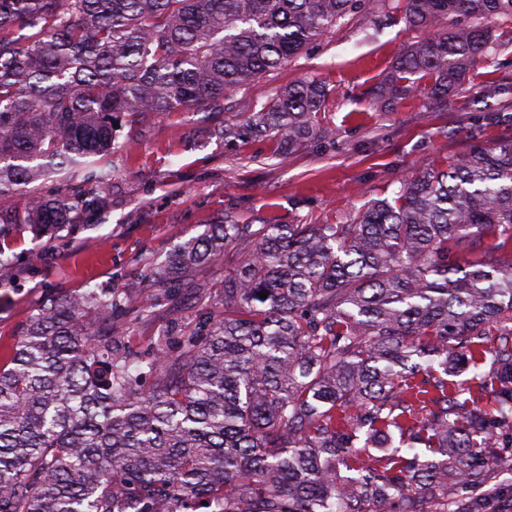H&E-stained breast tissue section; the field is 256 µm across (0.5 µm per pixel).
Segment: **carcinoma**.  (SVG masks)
I'll return each instance as SVG.
<instances>
[{
	"mask_svg": "<svg viewBox=\"0 0 512 512\" xmlns=\"http://www.w3.org/2000/svg\"><path fill=\"white\" fill-rule=\"evenodd\" d=\"M406 22L454 24L409 47L375 104L420 80L448 97L494 47L480 18L512 0H402ZM376 0H0V196L39 179L104 183L93 159L133 124L211 112ZM324 88L301 81L245 129L292 152ZM102 206L27 194L0 209L42 234ZM234 259L217 281L190 276ZM164 287L208 297L135 347L120 293L53 300L0 358V512H448L487 480L512 431V139L405 181L343 224H240L177 244ZM265 293L262 299L258 294ZM480 389L448 380L491 335Z\"/></svg>",
	"mask_w": 512,
	"mask_h": 512,
	"instance_id": "1",
	"label": "carcinoma"
}]
</instances>
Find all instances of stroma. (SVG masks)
<instances>
[{
    "label": "stroma",
    "mask_w": 512,
    "mask_h": 512,
    "mask_svg": "<svg viewBox=\"0 0 512 512\" xmlns=\"http://www.w3.org/2000/svg\"><path fill=\"white\" fill-rule=\"evenodd\" d=\"M400 0L347 15L319 41L255 78L217 112H174L139 126L122 124L120 148L106 157L107 184L38 181L46 197H102L100 209L33 241L17 232L0 262V344L49 300L70 292H121L134 344L194 316L198 299L159 287L153 271L174 245L205 225L236 216L243 224H340L363 204L389 198L402 181L460 158L471 146L512 138V22L485 19L497 45L443 103L427 86L377 106L375 87L398 57L432 36L409 25ZM321 82L327 96L315 138L294 152L248 134L227 143L219 123H243L286 86ZM158 304L141 316V300Z\"/></svg>",
    "instance_id": "stroma-1"
}]
</instances>
